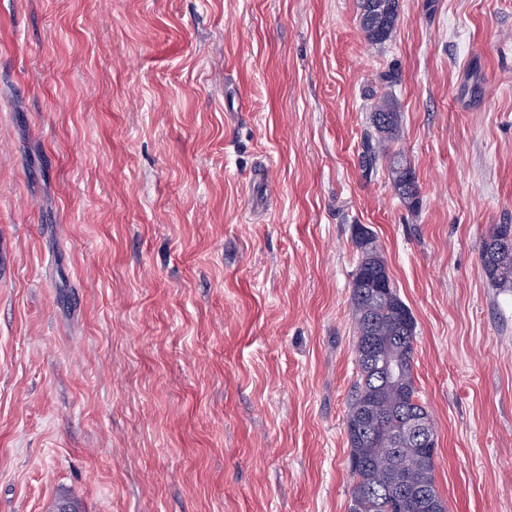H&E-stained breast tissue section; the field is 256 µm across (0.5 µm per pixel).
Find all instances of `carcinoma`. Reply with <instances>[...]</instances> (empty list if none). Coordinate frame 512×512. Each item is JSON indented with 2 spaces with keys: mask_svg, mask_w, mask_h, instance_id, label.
<instances>
[{
  "mask_svg": "<svg viewBox=\"0 0 512 512\" xmlns=\"http://www.w3.org/2000/svg\"><path fill=\"white\" fill-rule=\"evenodd\" d=\"M398 0H360V25L368 40L377 45L387 41L394 30ZM401 114L392 101L379 96L372 105L370 124L364 143V158L369 170L386 164L398 197L408 206L418 203V186L406 158L392 152L388 143L396 136ZM512 230L511 224H495L481 251L482 268L486 278L498 286L512 284V260L494 261L491 254L495 241ZM372 247L362 256L351 283V311L355 332V352L361 355L364 341L377 340L391 364L393 372L378 376L369 365L357 360L358 379L351 396L346 420L355 418L365 406L374 409L373 432L391 439V444H375L358 436L346 425L351 447L350 460L359 465L350 469L352 487L349 512H423V506L406 500L401 489L429 488L438 495L435 482V463L417 445L398 439V431L406 417L427 412L415 384L413 371L416 324L406 318L409 308L400 299L393 285L379 291L371 287V275L385 266V259L376 237Z\"/></svg>",
  "mask_w": 512,
  "mask_h": 512,
  "instance_id": "obj_1",
  "label": "carcinoma"
}]
</instances>
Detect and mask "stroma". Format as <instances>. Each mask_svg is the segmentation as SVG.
Listing matches in <instances>:
<instances>
[{
    "mask_svg": "<svg viewBox=\"0 0 512 512\" xmlns=\"http://www.w3.org/2000/svg\"><path fill=\"white\" fill-rule=\"evenodd\" d=\"M359 2L0 0V512H348L360 225L447 512H512V0ZM360 25L372 44L387 41L394 30L398 0H361ZM371 108L372 131L367 133L364 143L366 165L372 172L385 162L396 194L406 205L413 207L419 202V191L410 164L401 153L392 152L388 148V143L399 129L401 114L396 112L392 101L385 95H380ZM512 228L511 224H495L487 239L484 240L481 251L482 268L486 278L498 286H511L512 284V260L493 261L491 254L495 241Z\"/></svg>",
    "mask_w": 512,
    "mask_h": 512,
    "instance_id": "obj_1",
    "label": "stroma"
}]
</instances>
